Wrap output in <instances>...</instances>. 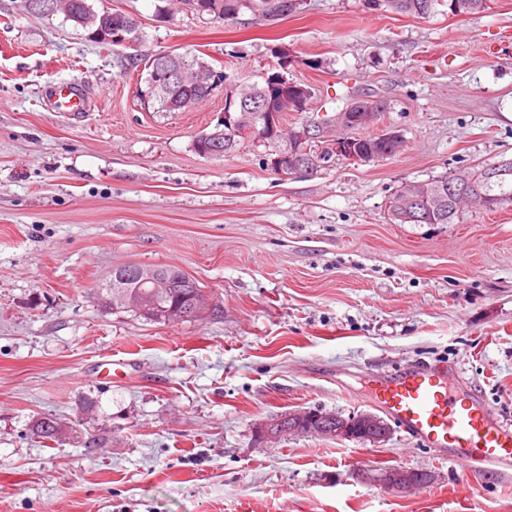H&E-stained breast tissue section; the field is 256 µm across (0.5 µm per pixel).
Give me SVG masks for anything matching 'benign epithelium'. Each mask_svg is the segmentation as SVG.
<instances>
[{
    "label": "benign epithelium",
    "instance_id": "7a95c632",
    "mask_svg": "<svg viewBox=\"0 0 512 512\" xmlns=\"http://www.w3.org/2000/svg\"><path fill=\"white\" fill-rule=\"evenodd\" d=\"M20 7L29 15H50L61 13L66 18H71L67 9H61L55 0H23ZM122 23H113V14L109 10L92 11L84 18V24L96 28L98 32H108L107 40L125 47L139 45V22L129 15H120ZM192 68L193 83L206 89L210 93L224 87V71L202 62L195 65L193 62L182 60L178 53H163L154 57V66L150 73V92L163 90L168 84L178 81L187 75L186 69ZM278 114L275 112L264 113V121H258L255 112H224L214 128L202 135L205 140L224 139L234 140L239 134H251L261 139L273 137L276 134ZM319 139L324 142V147L337 155H347L357 159V155L349 148L351 139L344 133L333 139L325 138L324 133H315V127L311 124L304 125L301 129L292 133L291 143L281 150L272 159L270 167L280 175L292 173H312L313 166L301 165L299 161V147L306 141ZM406 200L412 204L421 203L430 196L427 187L420 183H410L405 187ZM135 277L139 283H144L154 288H169L171 283L158 274L155 267L141 265L135 271ZM316 432L338 440L360 439L378 443L384 440L390 433L389 425L382 419L371 414H360L350 418H343L334 413L320 410H299L286 415L272 417L261 422L257 428V438L261 441L276 439L284 434ZM430 474L411 468H393L378 476V481L384 486L396 491L406 492L429 481Z\"/></svg>",
    "mask_w": 512,
    "mask_h": 512
}]
</instances>
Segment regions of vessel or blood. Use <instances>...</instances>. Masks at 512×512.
<instances>
[{
    "instance_id": "obj_1",
    "label": "vessel or blood",
    "mask_w": 512,
    "mask_h": 512,
    "mask_svg": "<svg viewBox=\"0 0 512 512\" xmlns=\"http://www.w3.org/2000/svg\"><path fill=\"white\" fill-rule=\"evenodd\" d=\"M372 399L408 437L452 456L466 474L512 469V425L460 401L447 366L406 369L382 382Z\"/></svg>"
}]
</instances>
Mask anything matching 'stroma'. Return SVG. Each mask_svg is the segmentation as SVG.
<instances>
[{
	"instance_id": "obj_1",
	"label": "stroma",
	"mask_w": 512,
	"mask_h": 512,
	"mask_svg": "<svg viewBox=\"0 0 512 512\" xmlns=\"http://www.w3.org/2000/svg\"><path fill=\"white\" fill-rule=\"evenodd\" d=\"M92 3L138 18L137 50L0 0V512H512V470L463 489L455 462L395 424L378 444L256 438L294 410L378 414V375L437 364L460 398L512 423V210L388 219L404 183L512 158V52H483L512 30V0L471 20L305 0L274 22L201 17L179 0ZM172 50L238 86L279 71L310 86L287 130L371 95L370 134L395 129L404 144L313 175L268 167L279 140L200 156L223 90L155 112L138 97L145 70L124 66ZM59 84L88 112L56 111ZM124 264L179 268L218 308L163 324L101 307ZM107 360L124 368L104 383ZM43 416L73 437L40 446ZM397 467L431 479L408 492L378 482Z\"/></svg>"
}]
</instances>
